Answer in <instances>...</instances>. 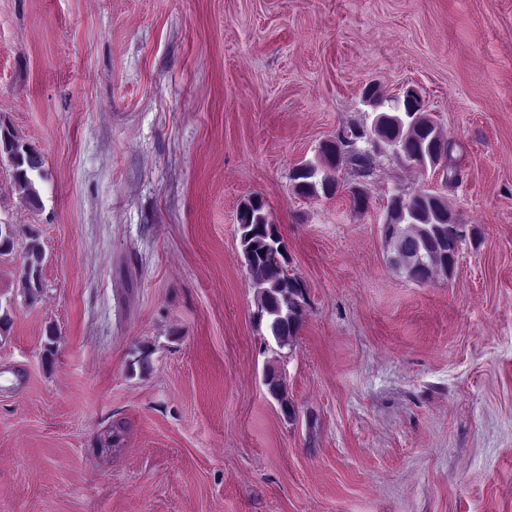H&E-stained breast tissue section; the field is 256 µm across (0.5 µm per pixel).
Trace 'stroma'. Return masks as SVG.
<instances>
[{
  "mask_svg": "<svg viewBox=\"0 0 512 512\" xmlns=\"http://www.w3.org/2000/svg\"><path fill=\"white\" fill-rule=\"evenodd\" d=\"M369 84L421 92L458 186L384 157L367 213L296 193ZM0 119L45 171L34 209L0 158V512H512V0H0ZM397 186L480 229L452 276L390 265ZM252 196L305 286L284 349ZM237 224L244 264L254 275L256 306L262 313L258 324L265 318L267 330L277 346L290 347L303 320V285L289 272L288 257L273 245L276 236L280 241V234L269 221L261 197L241 203ZM45 259L43 244L38 235L30 232L22 259L19 288L28 301H35L43 290L42 270ZM266 385L271 396L281 406L282 412L290 418L293 413V406L288 399L287 387L284 380H281L277 375H275V371H273L269 373Z\"/></svg>",
  "mask_w": 512,
  "mask_h": 512,
  "instance_id": "35a3bbf8",
  "label": "stroma"
}]
</instances>
